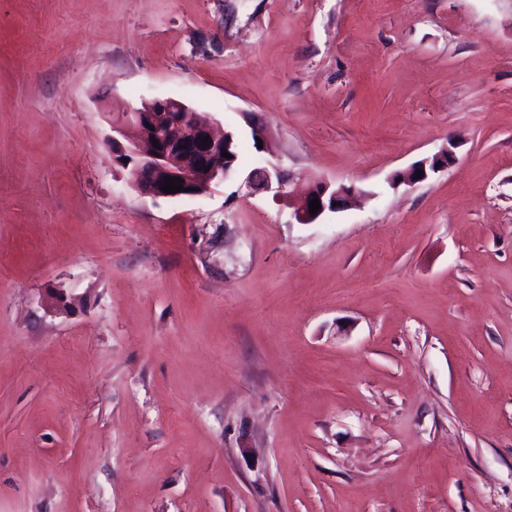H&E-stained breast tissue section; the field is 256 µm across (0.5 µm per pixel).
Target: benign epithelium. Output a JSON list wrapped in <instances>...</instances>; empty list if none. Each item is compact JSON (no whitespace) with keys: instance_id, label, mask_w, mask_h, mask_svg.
I'll list each match as a JSON object with an SVG mask.
<instances>
[{"instance_id":"7a95c632","label":"benign epithelium","mask_w":512,"mask_h":512,"mask_svg":"<svg viewBox=\"0 0 512 512\" xmlns=\"http://www.w3.org/2000/svg\"><path fill=\"white\" fill-rule=\"evenodd\" d=\"M112 131L121 135L127 146L121 156L137 158L130 169L131 184L141 193L153 198H180L205 194L217 180H228L238 170L234 160L223 157L231 149L233 135L218 134L211 116L201 117L197 111L174 98L143 100L132 104L112 119ZM158 145H153L152 140ZM454 144L426 158L405 174L396 173L392 181L412 185L420 182L417 174L427 177V171L444 169L456 162ZM181 178L182 191L165 193L161 190L166 177ZM291 176L279 167L255 168L248 173L240 189L249 196L256 192H274L287 199ZM355 189L317 182L307 188L302 208L296 213L299 224H312L325 211L348 207ZM317 199L321 209L310 214V201Z\"/></svg>"}]
</instances>
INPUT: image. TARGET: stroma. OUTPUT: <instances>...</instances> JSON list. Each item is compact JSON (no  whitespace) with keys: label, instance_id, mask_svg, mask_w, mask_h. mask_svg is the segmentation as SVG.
Here are the masks:
<instances>
[{"label":"stroma","instance_id":"obj_1","mask_svg":"<svg viewBox=\"0 0 512 512\" xmlns=\"http://www.w3.org/2000/svg\"><path fill=\"white\" fill-rule=\"evenodd\" d=\"M157 97L237 178L131 186ZM0 512H512V0H0ZM454 148L453 143H449V146L441 149L438 153L434 154L431 158H426L414 166H412L406 174L396 173L392 176L393 182L397 184L412 185L426 179L428 173L427 169L435 172L439 169L448 168L456 162L455 153L452 150ZM439 164V167H436ZM417 173H422V178H415ZM291 176L287 170L279 167H261L254 168L245 177L244 182L240 185L239 189H245V195H253L256 192H270L274 190V196L282 199H287ZM355 189L352 186L339 185L332 187L327 182H317L307 188L304 196L302 208L296 213L297 223L312 224L326 210H336L348 207ZM318 198L321 203V209L315 215L310 214V201ZM337 202L336 206L333 203Z\"/></svg>","mask_w":512,"mask_h":512}]
</instances>
